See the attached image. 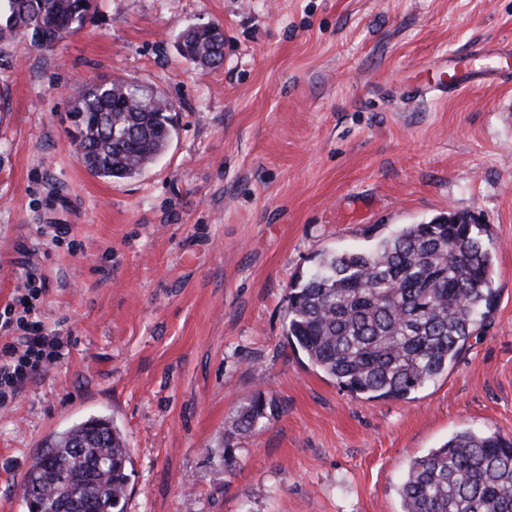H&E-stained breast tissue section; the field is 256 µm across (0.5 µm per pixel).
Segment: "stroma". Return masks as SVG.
Returning a JSON list of instances; mask_svg holds the SVG:
<instances>
[{"instance_id": "1", "label": "stroma", "mask_w": 512, "mask_h": 512, "mask_svg": "<svg viewBox=\"0 0 512 512\" xmlns=\"http://www.w3.org/2000/svg\"><path fill=\"white\" fill-rule=\"evenodd\" d=\"M224 63L186 61L190 26ZM474 71L457 95L451 68ZM512 0H97L49 49L0 40V307L27 271L56 366L0 411V512L44 440L124 432L125 512H400L409 463L463 428L512 440ZM121 76L178 131L141 177L89 173L73 87ZM454 210L485 224L495 297L447 374L366 399L288 343L291 283ZM273 416L224 430L256 394ZM210 26H198L199 30L186 33L187 28L179 36L180 54L203 68H215L224 63V32L219 25Z\"/></svg>"}]
</instances>
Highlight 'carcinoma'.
<instances>
[{"mask_svg": "<svg viewBox=\"0 0 512 512\" xmlns=\"http://www.w3.org/2000/svg\"><path fill=\"white\" fill-rule=\"evenodd\" d=\"M94 0H0V34L81 31ZM178 48L203 68L224 63L220 26L181 32ZM76 150L85 167L112 180L142 175L177 132L176 108L160 91L120 77L82 85L70 97ZM486 229L448 213L405 224L372 248L325 252L290 286L288 342L348 392L406 399L448 371L486 317L493 256ZM273 409L262 393L243 406L227 435L247 434ZM22 485L28 512L74 497L94 512H124L131 457L107 415H91L49 438ZM401 512H512V442L470 429L414 460Z\"/></svg>", "mask_w": 512, "mask_h": 512, "instance_id": "1", "label": "carcinoma"}]
</instances>
